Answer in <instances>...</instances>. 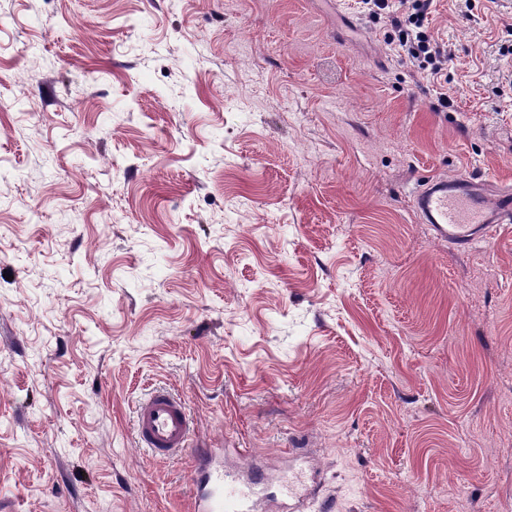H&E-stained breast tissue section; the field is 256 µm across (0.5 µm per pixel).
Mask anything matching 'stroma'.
<instances>
[{
  "instance_id": "1",
  "label": "stroma",
  "mask_w": 512,
  "mask_h": 512,
  "mask_svg": "<svg viewBox=\"0 0 512 512\" xmlns=\"http://www.w3.org/2000/svg\"><path fill=\"white\" fill-rule=\"evenodd\" d=\"M429 19L441 83L361 0H0V512H191L160 386L332 512H512V224L410 202L512 184V0ZM411 204L438 239L463 250L512 223V188L490 179L431 178L412 193Z\"/></svg>"
}]
</instances>
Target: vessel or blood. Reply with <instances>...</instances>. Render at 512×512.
<instances>
[{
	"mask_svg": "<svg viewBox=\"0 0 512 512\" xmlns=\"http://www.w3.org/2000/svg\"><path fill=\"white\" fill-rule=\"evenodd\" d=\"M411 204L438 239L463 250L512 223V188L489 179L431 178L412 193ZM191 432L185 403L167 390H154L140 403L139 445L157 458L188 453L194 460L193 512H267L269 499L260 493L266 475L250 465L225 469L219 449L191 447Z\"/></svg>",
	"mask_w": 512,
	"mask_h": 512,
	"instance_id": "vessel-or-blood-1",
	"label": "vessel or blood"
}]
</instances>
